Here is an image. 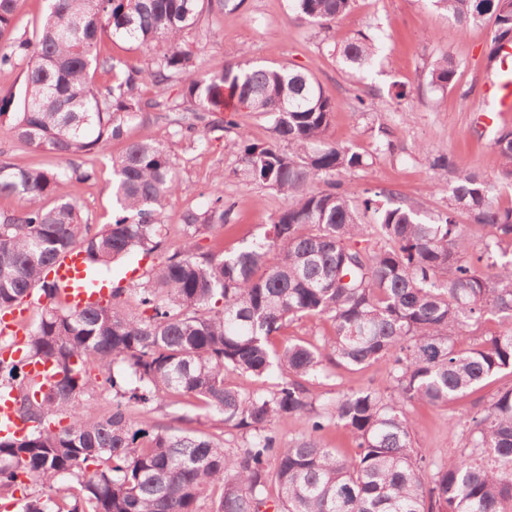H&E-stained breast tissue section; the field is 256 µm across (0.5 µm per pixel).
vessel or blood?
I'll list each match as a JSON object with an SVG mask.
<instances>
[{"mask_svg":"<svg viewBox=\"0 0 512 512\" xmlns=\"http://www.w3.org/2000/svg\"><path fill=\"white\" fill-rule=\"evenodd\" d=\"M485 95L499 114L512 112V85L495 80L486 85ZM48 280L73 309L81 311L104 303L110 296L109 284L92 272L80 250L74 249L49 266ZM27 424L19 417L12 394L0 391V437L26 434Z\"/></svg>","mask_w":512,"mask_h":512,"instance_id":"vessel-or-blood-1","label":"vessel or blood"}]
</instances>
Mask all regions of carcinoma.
<instances>
[{
    "instance_id": "cac0c4a2",
    "label": "carcinoma",
    "mask_w": 512,
    "mask_h": 512,
    "mask_svg": "<svg viewBox=\"0 0 512 512\" xmlns=\"http://www.w3.org/2000/svg\"><path fill=\"white\" fill-rule=\"evenodd\" d=\"M35 39L13 35L20 0H0V69L28 61L18 111L0 99L13 136L65 161L56 170L0 160V197L25 203L0 214V311L37 290L48 301L26 329L21 358L0 357V388L15 393L26 435L0 438V492L20 477L48 491L22 512H512V387L471 419L463 448L431 463L417 450L407 407L446 406L512 370V206L495 187H512V130L494 139L490 177L457 168L447 154L431 166L448 174V206L430 214L400 194L355 191L338 176L367 165L353 145L328 140L335 101L311 75L287 66L227 58L199 75L182 37L228 0H46ZM300 19L329 28L354 0H288ZM448 16V35L493 18L489 58L512 43V0H431ZM165 50L145 68L103 54V37ZM353 71L373 66L378 46L365 33L337 49ZM460 63L437 58L430 85L454 86ZM107 76L99 87L94 75ZM176 87L180 102L144 97ZM246 108L271 120V141L240 135L243 173L285 198L264 237L231 254L199 251L196 238L233 220L235 202L218 178L203 210L182 215L180 246L136 288L75 311L59 301L48 267L77 248L94 272L119 259L152 254L166 241L165 201L180 188L170 147L130 140L112 158L118 215L97 228L84 219L80 185L95 170L74 162L127 136L144 112H168L171 137L201 148L209 131L238 129ZM490 229L473 248L465 224ZM500 329L460 350L454 336L486 315ZM309 315L333 334L277 349L271 338ZM94 360L112 405L85 416L96 382ZM391 362L393 395L366 387L321 401L310 381L331 366ZM51 365L50 384L26 371ZM244 377L255 387L244 388ZM164 398H193L251 436L226 448L204 432L170 434L136 427L130 413ZM68 419L56 427L60 416ZM281 417L310 433L282 448ZM334 425L356 444L347 460L317 432ZM275 488L270 494L269 488Z\"/></svg>"
}]
</instances>
